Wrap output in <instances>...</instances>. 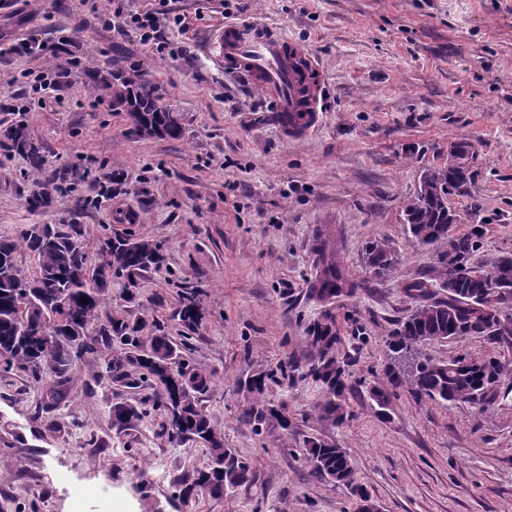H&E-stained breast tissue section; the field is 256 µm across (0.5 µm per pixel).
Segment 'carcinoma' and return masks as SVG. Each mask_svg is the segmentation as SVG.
Returning a JSON list of instances; mask_svg holds the SVG:
<instances>
[{
	"label": "carcinoma",
	"instance_id": "carcinoma-1",
	"mask_svg": "<svg viewBox=\"0 0 512 512\" xmlns=\"http://www.w3.org/2000/svg\"><path fill=\"white\" fill-rule=\"evenodd\" d=\"M112 101L128 113L132 132L139 136L177 138L182 133L178 116L160 104L153 84L141 74L112 83ZM10 150L26 157L30 166L41 169L44 159L37 145L21 126L4 131ZM472 172L469 163L428 169L421 177L416 194L404 210L409 237L427 246L441 241L448 248L436 252L440 296L434 285L423 277L407 281L404 291L419 300V306L389 334L387 347L388 387L374 392L380 406L390 401L391 393L406 389L418 399L446 404L471 403L485 412L498 396L499 383L506 364L496 357L483 359L478 368L466 356L438 362L422 354L431 342L454 341L482 336L491 342L512 337V317L504 304L512 303V254L496 258L489 267L470 266L480 248L482 227L462 233L457 230L458 215L448 207L451 195H470ZM51 203L48 185L33 181L29 205L43 210ZM26 247L37 259L35 274L29 276L15 260ZM102 255L94 268L88 267L89 245L75 224H45L23 237L22 241L0 238V361L5 368L37 374L50 367L61 382L73 376L76 362L98 349H112L105 362L103 376L129 388L150 381L155 386L152 405L166 418L169 442L202 441L207 461L196 470L192 487L212 497L251 480L250 467L235 451L224 447V432L214 425L199 404V394L210 379L186 371L184 358L174 342L159 332L145 342L140 327L103 311V295L114 283L126 290L137 287V277L164 261L160 244L153 239L106 238L99 247ZM322 267L314 282L320 299L353 294L331 259L321 258ZM391 253L374 242L366 250V264L376 276L390 271ZM177 315L189 330L203 318L200 300L192 292L180 298ZM317 357L308 375L323 388L320 408L335 424L345 421L346 374L336 355L341 337L329 313L308 329ZM177 368V378L168 366ZM146 401H125L112 407V419L132 427L145 413ZM250 423L259 428L274 419L286 425L288 417L268 407L254 406L248 412ZM303 457L316 477L351 491L362 499L367 493L358 487L349 455L343 448L319 439L306 441Z\"/></svg>",
	"mask_w": 512,
	"mask_h": 512
}]
</instances>
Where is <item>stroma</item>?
I'll list each match as a JSON object with an SVG mask.
<instances>
[{"mask_svg": "<svg viewBox=\"0 0 512 512\" xmlns=\"http://www.w3.org/2000/svg\"><path fill=\"white\" fill-rule=\"evenodd\" d=\"M161 11L164 51L125 23ZM280 26L322 66L320 123L304 139L278 127L263 93L205 57L226 19ZM0 132L22 126L40 146L39 176L55 186L49 208L28 204L31 168L0 145V237L43 224H75L98 263L105 238L153 239L164 262L105 308L164 325L188 342L190 369L209 376L200 402L254 475L221 497L185 493L206 461L203 442L176 446L164 414L147 408L133 428L112 420L132 394L103 375L110 349L82 358L64 403L56 376L0 366V512H354L346 489L314 477L302 450L336 443L381 512H512V345L480 336L433 342L435 360L502 359L509 372L488 411L420 401L398 390L386 407L385 340L418 306L404 282L435 277V249L406 233L403 207L450 143L472 146L470 196L449 197L459 231L484 224L474 265L512 253V0H0ZM50 70L58 86L17 114L32 91L22 71ZM139 71L176 112L177 139L139 137L103 88ZM138 213L124 223L119 214ZM380 242L394 265L369 272ZM335 255L353 295L318 300L320 252ZM204 308L195 331L176 315L182 289ZM332 314L347 363V419L337 426L306 372L317 352L307 329ZM272 374L264 398L287 425L245 419L251 381ZM111 481V498L98 487Z\"/></svg>", "mask_w": 512, "mask_h": 512, "instance_id": "35a3bbf8", "label": "stroma"}]
</instances>
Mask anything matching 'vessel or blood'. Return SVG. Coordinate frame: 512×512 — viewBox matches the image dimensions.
<instances>
[{
    "mask_svg": "<svg viewBox=\"0 0 512 512\" xmlns=\"http://www.w3.org/2000/svg\"><path fill=\"white\" fill-rule=\"evenodd\" d=\"M205 53L224 73L244 77L264 92L289 136L315 129L321 65L304 45L271 25L242 19L213 29Z\"/></svg>",
    "mask_w": 512,
    "mask_h": 512,
    "instance_id": "b4317fda",
    "label": "vessel or blood"
}]
</instances>
